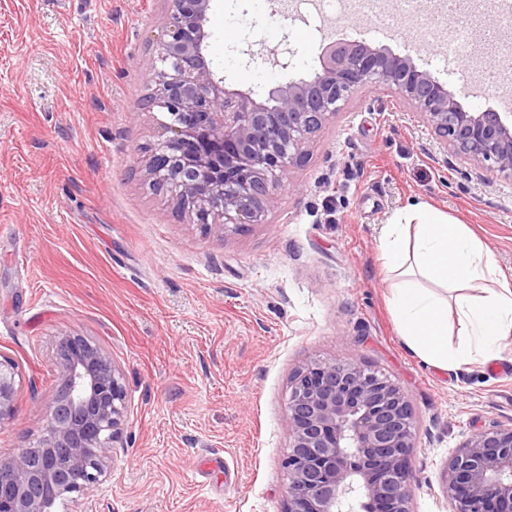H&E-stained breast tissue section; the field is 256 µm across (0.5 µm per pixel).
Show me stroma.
I'll use <instances>...</instances> for the list:
<instances>
[{
	"instance_id": "35a3bbf8",
	"label": "stroma",
	"mask_w": 512,
	"mask_h": 512,
	"mask_svg": "<svg viewBox=\"0 0 512 512\" xmlns=\"http://www.w3.org/2000/svg\"><path fill=\"white\" fill-rule=\"evenodd\" d=\"M391 0L365 40L411 54L465 109L455 54L408 27ZM166 0H0V359L19 375L0 422V458L41 438L57 378L54 340L97 342L124 373L128 421L102 483L56 512H286L283 426L301 366L343 357L382 371L416 418L411 512H448L449 454L512 423V338L501 359L442 371L398 336L379 236L422 203L472 227L512 279V182L445 157L395 93L366 88L312 138L265 223L219 239L150 190L142 148L157 113L141 110ZM277 0H213L208 54L225 86L264 92L311 78L322 37L354 16ZM249 38L255 60L234 46ZM288 40V69L267 47Z\"/></svg>"
}]
</instances>
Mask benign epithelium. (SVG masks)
Returning <instances> with one entry per match:
<instances>
[{
  "label": "benign epithelium",
  "instance_id": "1",
  "mask_svg": "<svg viewBox=\"0 0 512 512\" xmlns=\"http://www.w3.org/2000/svg\"><path fill=\"white\" fill-rule=\"evenodd\" d=\"M149 63L148 103L159 108L162 139L148 150L150 184L176 212L214 236L262 224L283 175L301 164L312 137L365 88L399 94L438 144L493 178L512 181V113L471 112L455 91L408 55L364 40L325 45L308 80L253 92L224 87L206 49L212 0H167ZM288 68V44L268 49ZM58 385L42 438L0 459V512H54L67 493L98 486L127 418L124 375L93 340L57 336ZM17 372L0 360V422L15 412ZM283 467L288 512H410L416 473L414 414L399 383L335 358L298 369L289 387ZM448 512H512V424H495L448 457Z\"/></svg>",
  "mask_w": 512,
  "mask_h": 512
}]
</instances>
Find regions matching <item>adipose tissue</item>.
I'll list each match as a JSON object with an SVG mask.
<instances>
[{"label": "adipose tissue", "instance_id": "1", "mask_svg": "<svg viewBox=\"0 0 512 512\" xmlns=\"http://www.w3.org/2000/svg\"><path fill=\"white\" fill-rule=\"evenodd\" d=\"M394 280L389 305L405 345L438 369L459 368L474 356L497 358L512 336V282L497 274L495 257L467 225L425 205L379 238ZM496 285L476 297L475 283ZM456 314L458 343L448 345V316Z\"/></svg>", "mask_w": 512, "mask_h": 512}]
</instances>
